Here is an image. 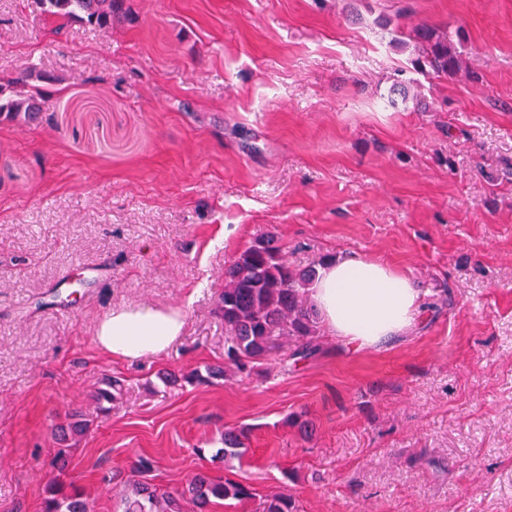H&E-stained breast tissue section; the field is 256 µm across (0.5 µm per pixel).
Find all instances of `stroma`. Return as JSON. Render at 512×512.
Listing matches in <instances>:
<instances>
[{
  "label": "stroma",
  "instance_id": "stroma-1",
  "mask_svg": "<svg viewBox=\"0 0 512 512\" xmlns=\"http://www.w3.org/2000/svg\"><path fill=\"white\" fill-rule=\"evenodd\" d=\"M424 24L464 33L467 71L413 69L389 31ZM24 64L54 114L0 116V512H40L72 413L89 512H121L142 456L160 488L204 470L298 512H512V0H124L108 30L0 0V84ZM270 233L296 268L386 263L421 319L164 386L223 364L224 268ZM142 304L185 309L183 336L113 359L96 323ZM244 432L237 431L234 429H225L224 431V448H220L217 452L218 454H221L224 456V460L231 459V458H237L241 459L244 455L246 448H242L244 445L243 438H244Z\"/></svg>",
  "mask_w": 512,
  "mask_h": 512
}]
</instances>
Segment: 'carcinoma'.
<instances>
[{
  "label": "carcinoma",
  "instance_id": "carcinoma-1",
  "mask_svg": "<svg viewBox=\"0 0 512 512\" xmlns=\"http://www.w3.org/2000/svg\"><path fill=\"white\" fill-rule=\"evenodd\" d=\"M41 10L63 19L80 18L98 28L112 27V19L122 10L123 0H36ZM419 54L413 61L414 70L435 74H454L461 70L463 58L451 33L422 25L413 37ZM32 70L23 71L8 87L0 85V115L25 114L34 118L50 111L44 91L33 83ZM317 277L314 265L296 269L288 264L277 238L269 234L242 250L224 268V292L218 312L226 331L225 360L244 371L250 364L267 359L276 348V340L287 336L296 342L295 354L305 357L315 351L313 339L317 333L316 310L309 303V289ZM121 393L114 380L95 395L99 411L109 412L107 404ZM88 427L76 421L59 430L63 448L55 454L51 468L53 477L46 488L42 512H88L82 488L63 480L69 466L64 446L71 438ZM244 432L224 430V447L219 454L226 459H240ZM153 464L141 458L134 465L136 478L127 481L122 499L123 512H184L183 501L192 502L196 512H208L213 500L253 499L250 486L230 478L215 479L206 472L193 476L180 491H167L146 481ZM257 512H298L292 497L275 493L259 503Z\"/></svg>",
  "mask_w": 512,
  "mask_h": 512
}]
</instances>
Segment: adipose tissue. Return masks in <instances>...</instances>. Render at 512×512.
I'll return each instance as SVG.
<instances>
[{
  "label": "adipose tissue",
  "instance_id": "obj_1",
  "mask_svg": "<svg viewBox=\"0 0 512 512\" xmlns=\"http://www.w3.org/2000/svg\"><path fill=\"white\" fill-rule=\"evenodd\" d=\"M310 299L330 334L355 351L409 332L423 307L410 278L382 262L356 257L326 263ZM186 321L182 309L121 306L98 322L95 339L112 357L138 360L168 348Z\"/></svg>",
  "mask_w": 512,
  "mask_h": 512
}]
</instances>
